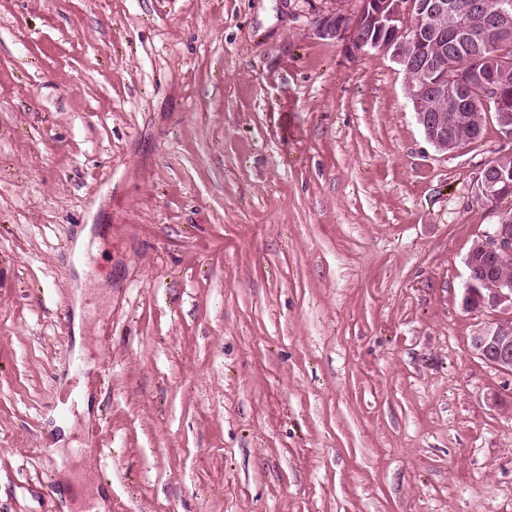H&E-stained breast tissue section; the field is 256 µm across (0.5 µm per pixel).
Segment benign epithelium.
<instances>
[{"instance_id": "7a95c632", "label": "benign epithelium", "mask_w": 512, "mask_h": 512, "mask_svg": "<svg viewBox=\"0 0 512 512\" xmlns=\"http://www.w3.org/2000/svg\"><path fill=\"white\" fill-rule=\"evenodd\" d=\"M453 7L448 0H363L357 15L329 12L316 20L322 37L347 40L356 57L371 51L390 55L405 74V90L425 139L437 150L454 154L467 145L466 135L480 133L482 123L465 115L459 93L448 89V76L423 53L429 38L438 37L440 49L464 47L487 52L483 38L492 30L499 41L512 38V0H473L464 19L448 25ZM496 118L500 134L512 142V105L498 99ZM491 162L477 178V195L501 199L512 195V182L496 172ZM512 263V220L500 216L491 231L476 240V250L466 256L462 309L473 315L488 314L471 336V351L489 366L512 372V277L497 270Z\"/></svg>"}]
</instances>
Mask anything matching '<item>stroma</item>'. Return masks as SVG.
Wrapping results in <instances>:
<instances>
[{
  "instance_id": "stroma-1",
  "label": "stroma",
  "mask_w": 512,
  "mask_h": 512,
  "mask_svg": "<svg viewBox=\"0 0 512 512\" xmlns=\"http://www.w3.org/2000/svg\"><path fill=\"white\" fill-rule=\"evenodd\" d=\"M334 5L0 0V512H512L459 306L506 145ZM502 155V154H501ZM500 155V156H501ZM498 156L495 160L499 162ZM494 160V161H495ZM491 162L485 166L479 173L477 178V195L483 199L486 204H493L496 199H501L512 195V159L506 158L503 163L502 169L508 175L498 174L495 169H498L497 162ZM491 198V199H489ZM494 199V200H492Z\"/></svg>"
}]
</instances>
